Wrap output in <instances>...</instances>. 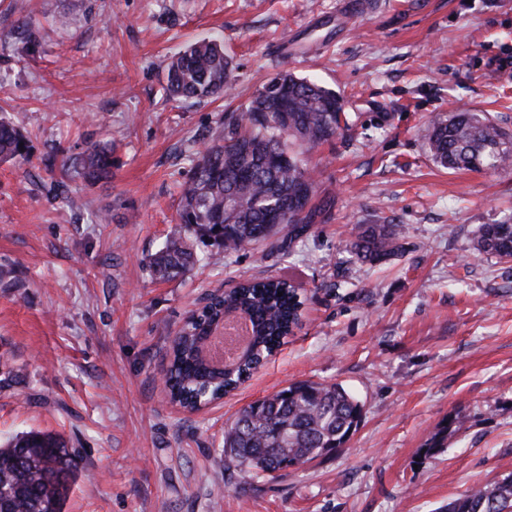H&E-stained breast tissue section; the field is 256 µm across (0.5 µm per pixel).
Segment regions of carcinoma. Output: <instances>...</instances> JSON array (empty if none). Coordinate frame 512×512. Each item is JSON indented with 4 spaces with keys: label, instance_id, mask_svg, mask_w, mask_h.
Instances as JSON below:
<instances>
[{
    "label": "carcinoma",
    "instance_id": "carcinoma-1",
    "mask_svg": "<svg viewBox=\"0 0 512 512\" xmlns=\"http://www.w3.org/2000/svg\"><path fill=\"white\" fill-rule=\"evenodd\" d=\"M232 60L216 41L190 44L171 61L166 92L184 99L218 97L229 86ZM349 127L336 93L292 73L268 79L245 112L224 123V136L199 153L184 183L177 224L149 258L152 275L173 279L198 262L190 239L212 241L229 252L265 245L288 252L315 221V170L305 154ZM431 158L448 169L496 170L512 164V132L486 116L461 108L426 130ZM27 136L0 119V162H26ZM70 173L94 184L112 177V148L95 143L72 160ZM477 249L512 261V224H482ZM362 263L402 252L393 224L356 226L346 243ZM281 278L244 281L188 322L173 338L165 380L169 400L188 405L207 389L218 394L247 378L254 364L272 355L299 320L300 301ZM250 321L247 357L231 370L208 363L199 345L213 318ZM363 417V405L338 384L297 381L244 407L224 430L228 465L253 480L295 468L347 445ZM81 456L59 434L30 431L0 445V512H64ZM512 512V477L465 494L448 512Z\"/></svg>",
    "mask_w": 512,
    "mask_h": 512
}]
</instances>
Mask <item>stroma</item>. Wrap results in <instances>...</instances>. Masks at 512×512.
Segmentation results:
<instances>
[{"label":"stroma","instance_id":"1","mask_svg":"<svg viewBox=\"0 0 512 512\" xmlns=\"http://www.w3.org/2000/svg\"><path fill=\"white\" fill-rule=\"evenodd\" d=\"M40 3L0 0V107L30 145L0 164V441L52 431L79 449L65 512H447L512 476V262L473 249L479 225L512 224V166L444 169L423 137L464 106L512 131V0H56L66 27ZM211 38L230 100L169 99L171 57ZM286 71L349 116L307 157L319 218L290 252L200 244L192 270L153 279L194 159ZM94 142L112 145L108 181L41 163ZM383 223L402 253L359 263L352 227ZM267 276L298 289V328L220 403L173 407L162 378L190 312ZM303 380L362 403L346 447L259 483L227 467L226 425Z\"/></svg>","mask_w":512,"mask_h":512}]
</instances>
